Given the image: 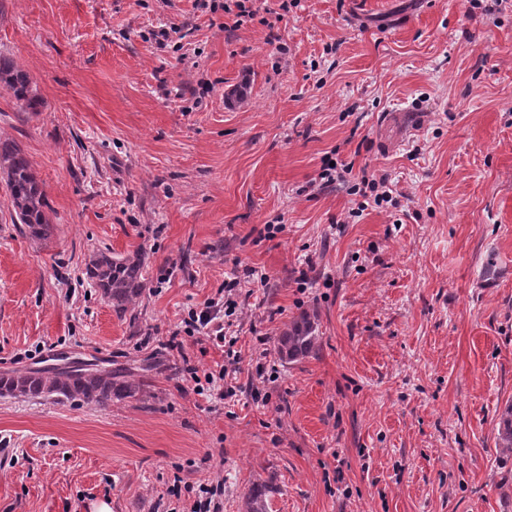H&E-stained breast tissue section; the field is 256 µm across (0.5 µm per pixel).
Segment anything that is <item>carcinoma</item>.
<instances>
[{"mask_svg": "<svg viewBox=\"0 0 512 512\" xmlns=\"http://www.w3.org/2000/svg\"><path fill=\"white\" fill-rule=\"evenodd\" d=\"M0 82L13 90L22 107L37 110L40 102L31 93L27 76L15 67L10 58L2 55ZM0 170L6 175L15 221L24 225L31 237L43 241L49 239L53 225L45 213V193L29 159L18 144L0 140ZM86 273L120 316L130 309L144 288V263L137 251L126 256L103 253L94 256L88 261ZM316 330L314 319L307 313L294 320L277 338L279 358L291 362L310 354L317 344ZM142 391V380L127 378L123 368L108 371L97 369L89 373L39 370L0 374V395H56L106 405L114 399L134 398ZM270 493L267 485L252 488L246 496V512H271Z\"/></svg>", "mask_w": 512, "mask_h": 512, "instance_id": "cac0c4a2", "label": "carcinoma"}]
</instances>
